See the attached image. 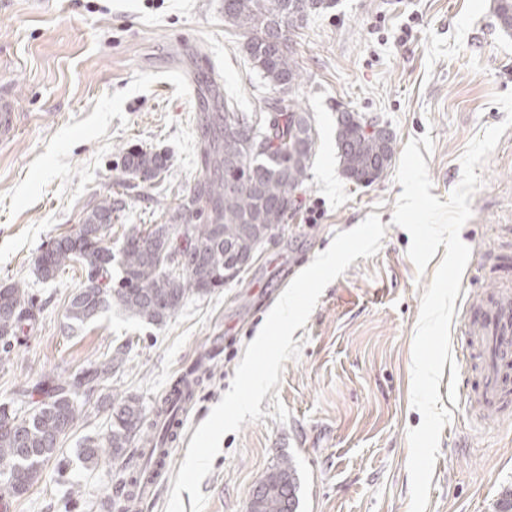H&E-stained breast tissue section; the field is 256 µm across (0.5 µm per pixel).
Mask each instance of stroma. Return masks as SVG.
I'll use <instances>...</instances> for the list:
<instances>
[{"instance_id": "35a3bbf8", "label": "stroma", "mask_w": 512, "mask_h": 512, "mask_svg": "<svg viewBox=\"0 0 512 512\" xmlns=\"http://www.w3.org/2000/svg\"><path fill=\"white\" fill-rule=\"evenodd\" d=\"M492 0H335L288 35L301 72L297 100L314 128L309 178L283 224L233 281L188 297L166 322L119 308L69 329L65 306L83 280L80 266L45 281L34 262L72 232L98 201H120L113 244L134 230L168 224L201 177L196 115L223 97L240 112H263L270 88L256 75L240 31L224 21V0H0V88L16 95L18 131L0 143V286L23 284L39 324L0 351V404L16 390L95 365L126 350L108 387L82 403V417L58 456L9 512H109L107 502L134 449L85 465V438H104L112 404L135 397L144 409L181 374L198 376L194 399L167 472L139 512H165L198 426L221 401L277 299L337 233L379 215V252L357 258L323 291L293 340L262 417L226 433L200 490L205 512H249L253 489L290 458L300 483L297 512H409L407 434L422 416L410 401L412 343L421 298L445 256L425 270L408 256L409 233L393 224L402 191L396 165L369 185L346 180L336 150V115L376 117L395 137L430 135L432 195L458 185L469 141L506 114L492 97L512 91V35ZM164 153L157 178L129 186L123 149ZM482 183L460 239L471 250L455 300L492 292L496 273L479 252L512 229V127L475 169ZM319 209L310 223V209ZM458 400L450 402L449 385ZM471 373L443 372V428L426 512H497L512 489V420L481 426L471 414ZM289 411L275 419L277 404Z\"/></svg>"}]
</instances>
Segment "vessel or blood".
<instances>
[{
	"label": "vessel or blood",
	"instance_id": "vessel-or-blood-1",
	"mask_svg": "<svg viewBox=\"0 0 512 512\" xmlns=\"http://www.w3.org/2000/svg\"><path fill=\"white\" fill-rule=\"evenodd\" d=\"M17 120L14 96L0 92L1 142L13 139ZM486 255L499 260L500 283L494 292L471 299L459 321L463 361L480 362L472 383V418L480 424L512 415V265L502 262L500 243H493Z\"/></svg>",
	"mask_w": 512,
	"mask_h": 512
}]
</instances>
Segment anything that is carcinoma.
I'll list each match as a JSON object with an SVG mask.
<instances>
[{
	"label": "carcinoma",
	"instance_id": "obj_1",
	"mask_svg": "<svg viewBox=\"0 0 512 512\" xmlns=\"http://www.w3.org/2000/svg\"><path fill=\"white\" fill-rule=\"evenodd\" d=\"M334 6L331 0H224V21L239 29L256 74L275 91L262 115L202 112L199 142L202 176L184 198L174 224H155L128 234L112 251L109 228L112 197L102 198L84 223L69 235L49 242L35 260V271L51 280L73 262L82 264L85 280L69 296L65 317L79 327L117 304L152 324L173 316L186 299L224 286L227 260L253 252L283 223L293 195L304 188L313 156L311 115L295 97L301 70L288 47V30ZM500 29L512 33V0H496ZM336 147L347 179L373 183L394 154V138L367 132L348 113L337 117ZM123 171L135 180L157 178L167 156L129 147L122 154ZM120 259L121 277L112 286V262ZM35 304L18 283L0 287V343L11 340L36 322ZM123 349L93 367L65 378L47 379L36 388L39 399L23 413L0 405V499L24 495L43 467L59 453V445L80 417L76 396L104 387L122 362ZM183 395L166 400L159 415L173 416L192 397L190 382L177 381ZM156 448L172 439L166 423L145 424L139 402L129 397L112 406V423L103 440H84L79 456L86 464L105 454L121 456L137 434ZM298 477L283 459L253 496V512H297Z\"/></svg>",
	"mask_w": 512,
	"mask_h": 512
}]
</instances>
